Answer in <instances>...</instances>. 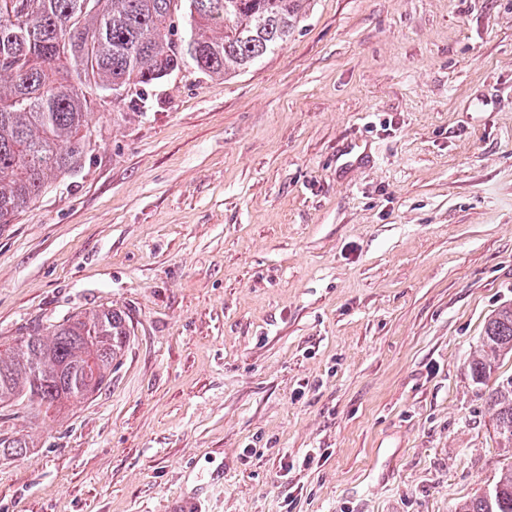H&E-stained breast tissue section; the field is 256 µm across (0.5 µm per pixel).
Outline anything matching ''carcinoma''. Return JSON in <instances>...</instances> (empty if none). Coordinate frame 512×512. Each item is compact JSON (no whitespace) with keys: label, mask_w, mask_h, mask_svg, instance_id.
Returning <instances> with one entry per match:
<instances>
[{"label":"carcinoma","mask_w":512,"mask_h":512,"mask_svg":"<svg viewBox=\"0 0 512 512\" xmlns=\"http://www.w3.org/2000/svg\"><path fill=\"white\" fill-rule=\"evenodd\" d=\"M306 0H0V228L59 177L76 171L92 115L91 90L143 88L187 62L228 76L288 40ZM190 36H176L175 18ZM130 328L123 312H76L35 328L0 350V418L24 411L50 417L108 385ZM512 356V305L487 322L470 353L481 383ZM499 447L512 455V377L485 398ZM22 436L0 432V448L20 453ZM453 512H512V464L490 495Z\"/></svg>","instance_id":"cac0c4a2"}]
</instances>
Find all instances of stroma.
<instances>
[{"label": "stroma", "mask_w": 512, "mask_h": 512, "mask_svg": "<svg viewBox=\"0 0 512 512\" xmlns=\"http://www.w3.org/2000/svg\"><path fill=\"white\" fill-rule=\"evenodd\" d=\"M0 229V345L124 311L108 386L19 417L0 512H452L493 485L468 368L512 304V0H307L229 78L95 95ZM318 463L303 466L309 449Z\"/></svg>", "instance_id": "stroma-1"}]
</instances>
